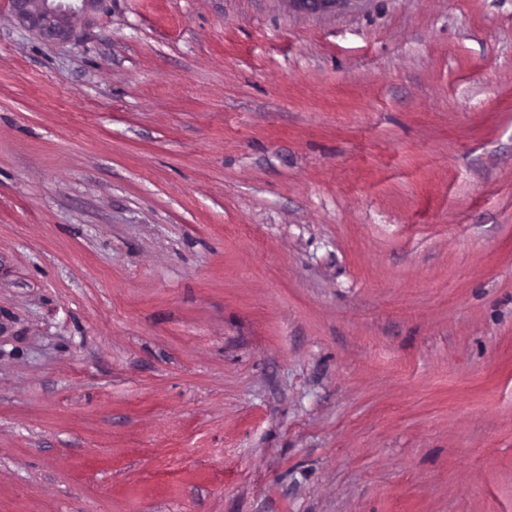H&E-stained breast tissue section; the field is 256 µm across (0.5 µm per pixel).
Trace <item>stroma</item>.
Segmentation results:
<instances>
[{
	"label": "stroma",
	"instance_id": "1",
	"mask_svg": "<svg viewBox=\"0 0 512 512\" xmlns=\"http://www.w3.org/2000/svg\"><path fill=\"white\" fill-rule=\"evenodd\" d=\"M0 512H512V0H0ZM18 24L48 43L72 36V19L97 7L101 0H8ZM72 2H80V6Z\"/></svg>",
	"mask_w": 512,
	"mask_h": 512
}]
</instances>
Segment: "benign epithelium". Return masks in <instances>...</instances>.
Instances as JSON below:
<instances>
[{
    "label": "benign epithelium",
    "mask_w": 512,
    "mask_h": 512,
    "mask_svg": "<svg viewBox=\"0 0 512 512\" xmlns=\"http://www.w3.org/2000/svg\"><path fill=\"white\" fill-rule=\"evenodd\" d=\"M18 24L48 43L65 42L72 36V19L101 0H8Z\"/></svg>",
    "instance_id": "obj_1"
}]
</instances>
